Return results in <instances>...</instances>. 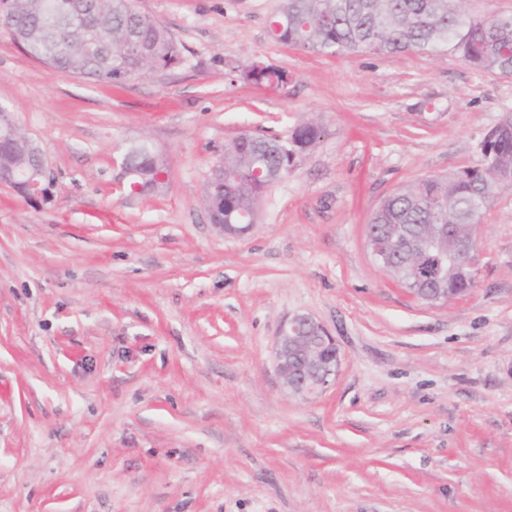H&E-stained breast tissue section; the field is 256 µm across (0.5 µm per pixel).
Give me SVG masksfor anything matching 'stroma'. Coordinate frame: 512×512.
<instances>
[{
    "instance_id": "obj_1",
    "label": "stroma",
    "mask_w": 512,
    "mask_h": 512,
    "mask_svg": "<svg viewBox=\"0 0 512 512\" xmlns=\"http://www.w3.org/2000/svg\"><path fill=\"white\" fill-rule=\"evenodd\" d=\"M176 64L119 86L52 70L0 28V104L44 150L48 201L0 186V512H512V189L474 288L428 304L378 266L373 210L476 165L512 75L452 53L325 56L270 34L275 0H137ZM257 59L287 86L247 82ZM320 139L245 235L204 188L245 132ZM170 180L131 197L123 145ZM305 312L336 340L321 394L273 349Z\"/></svg>"
}]
</instances>
